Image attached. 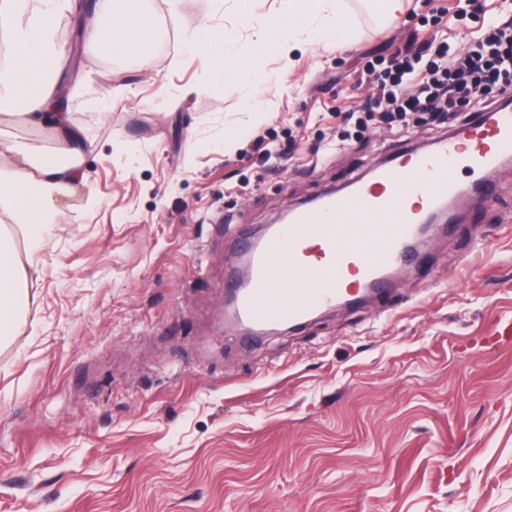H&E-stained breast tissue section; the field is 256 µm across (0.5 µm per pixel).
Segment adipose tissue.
Returning a JSON list of instances; mask_svg holds the SVG:
<instances>
[{
    "mask_svg": "<svg viewBox=\"0 0 512 512\" xmlns=\"http://www.w3.org/2000/svg\"><path fill=\"white\" fill-rule=\"evenodd\" d=\"M140 0H0V33L14 52L0 69V119L24 117L32 127L51 126L54 145L31 155L16 143L0 141V340L13 336L31 303L27 277L16 262L17 242L9 226H19L30 249L43 238L42 189L84 180L82 164L91 145L62 112L57 80L63 54L57 18L71 16L85 28L88 57L112 51L150 67L147 29L141 21ZM316 32L322 39L348 41L354 36L344 0H288V13L263 23L256 33L257 53L247 59L225 56L224 33L202 26L196 45L205 64L220 75L243 73L253 80L263 76L264 55L284 41Z\"/></svg>",
    "mask_w": 512,
    "mask_h": 512,
    "instance_id": "obj_1",
    "label": "adipose tissue"
}]
</instances>
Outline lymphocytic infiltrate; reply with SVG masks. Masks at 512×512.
Here are the masks:
<instances>
[{"label": "lymphocytic infiltrate", "instance_id": "f902f5d3", "mask_svg": "<svg viewBox=\"0 0 512 512\" xmlns=\"http://www.w3.org/2000/svg\"><path fill=\"white\" fill-rule=\"evenodd\" d=\"M359 80L375 90L378 118L389 124L410 113L457 111L465 95L474 110L489 108L492 91L512 89V17L492 19L461 49L444 36L411 35L384 67H368Z\"/></svg>", "mask_w": 512, "mask_h": 512}]
</instances>
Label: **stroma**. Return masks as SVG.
<instances>
[{
	"mask_svg": "<svg viewBox=\"0 0 512 512\" xmlns=\"http://www.w3.org/2000/svg\"><path fill=\"white\" fill-rule=\"evenodd\" d=\"M345 2L353 41L284 44L258 84L204 68L193 38L248 55L284 0L247 25L237 0H148L151 68L70 60L64 109L94 150L86 187L50 193L35 300L0 346V512H512V167L382 300L252 342L224 309L240 228L467 119L379 123L354 77L501 0Z\"/></svg>",
	"mask_w": 512,
	"mask_h": 512,
	"instance_id": "1",
	"label": "stroma"
}]
</instances>
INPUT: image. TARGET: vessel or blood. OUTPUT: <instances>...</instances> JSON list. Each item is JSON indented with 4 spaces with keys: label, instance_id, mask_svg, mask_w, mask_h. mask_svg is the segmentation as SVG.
<instances>
[{
    "label": "vessel or blood",
    "instance_id": "1",
    "mask_svg": "<svg viewBox=\"0 0 512 512\" xmlns=\"http://www.w3.org/2000/svg\"><path fill=\"white\" fill-rule=\"evenodd\" d=\"M509 159L512 105H496L431 148L387 160L348 194L299 207L252 245L234 315L257 331L297 327L327 306L387 291L393 271L410 259L407 245L420 221L459 198L457 169L488 190Z\"/></svg>",
    "mask_w": 512,
    "mask_h": 512
}]
</instances>
